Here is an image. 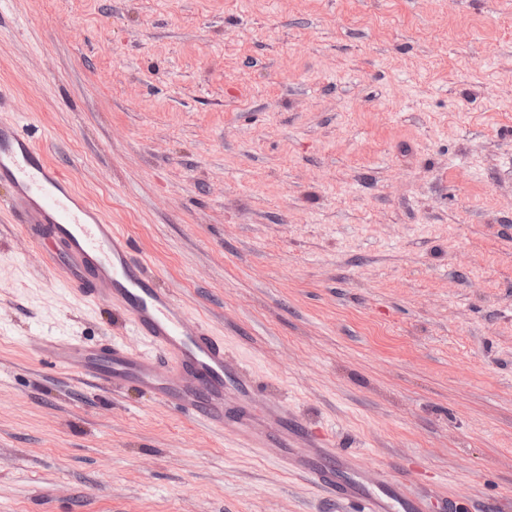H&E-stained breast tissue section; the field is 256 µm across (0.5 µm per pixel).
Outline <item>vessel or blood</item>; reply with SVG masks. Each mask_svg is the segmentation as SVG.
I'll list each match as a JSON object with an SVG mask.
<instances>
[{"instance_id":"b4317fda","label":"vessel or blood","mask_w":512,"mask_h":512,"mask_svg":"<svg viewBox=\"0 0 512 512\" xmlns=\"http://www.w3.org/2000/svg\"><path fill=\"white\" fill-rule=\"evenodd\" d=\"M1 182L11 186L4 204L18 207L17 221L29 238L60 251L67 287L82 298L116 304L150 347L148 353L133 354L116 341L85 346L48 337L42 353L59 364L79 358L92 382L113 386L134 381L196 418L223 425V338L206 323H190L172 292L153 285L132 240L77 202L69 179L46 161L35 142L17 124L2 121ZM160 354L176 364L164 377L157 373ZM281 461L318 485L338 489L343 499L357 501L360 512H422L420 501L406 491V476L384 474L364 484L356 459L340 456L336 449L289 452Z\"/></svg>"}]
</instances>
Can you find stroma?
Masks as SVG:
<instances>
[{
  "label": "stroma",
  "mask_w": 512,
  "mask_h": 512,
  "mask_svg": "<svg viewBox=\"0 0 512 512\" xmlns=\"http://www.w3.org/2000/svg\"><path fill=\"white\" fill-rule=\"evenodd\" d=\"M25 126L157 287L286 404L246 448L40 340L146 345L0 211V512H354L321 436L423 512H512V0H0ZM307 454L289 452L280 461L288 468L307 474L314 483L336 489V461L345 468L338 477L339 494L344 500L357 501V512H421V502L406 491L404 475L383 474L370 486L361 482V471L354 457L340 455L336 448L313 446Z\"/></svg>",
  "instance_id": "1"
}]
</instances>
